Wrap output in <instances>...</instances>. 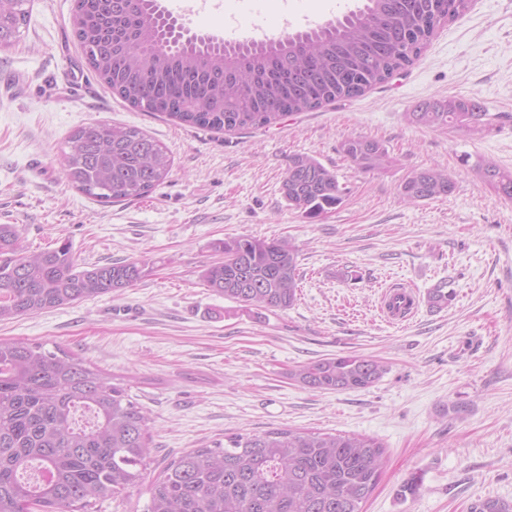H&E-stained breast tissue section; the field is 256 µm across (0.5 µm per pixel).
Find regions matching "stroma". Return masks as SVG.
Here are the masks:
<instances>
[{"instance_id": "stroma-1", "label": "stroma", "mask_w": 512, "mask_h": 512, "mask_svg": "<svg viewBox=\"0 0 512 512\" xmlns=\"http://www.w3.org/2000/svg\"><path fill=\"white\" fill-rule=\"evenodd\" d=\"M192 31L223 37L233 0H161ZM363 0H259L269 38L286 24L335 21ZM27 25L0 52V224L25 253L69 241L85 266L139 260L135 287L0 324V340L63 349L123 378L149 416L148 478L171 459L237 433L301 429L367 435L386 449L363 512H469L512 503V201L484 187L483 158L512 170V122L471 139L410 122L419 102L478 99L512 113V0H472L407 70L363 96L224 133L132 108L86 65L72 36L74 0H31ZM138 128L173 168L147 196L103 206L65 179L62 152L78 127ZM352 137L380 141L395 164L359 170ZM294 153L313 156L346 189L311 221L281 187ZM439 166L446 198L409 202L400 185ZM289 241L299 291L283 310L250 311L206 288L200 274L228 236ZM397 283L421 302L391 323L381 310ZM444 286L443 308L426 296ZM379 359L363 390L300 386L296 366L344 355ZM414 494L402 487L411 475Z\"/></svg>"}]
</instances>
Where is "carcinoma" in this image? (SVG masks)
<instances>
[{"mask_svg":"<svg viewBox=\"0 0 512 512\" xmlns=\"http://www.w3.org/2000/svg\"><path fill=\"white\" fill-rule=\"evenodd\" d=\"M25 0H0V49L26 23ZM469 0H366L334 23L269 41L224 43L188 35L158 0L129 12L120 0H75L73 37L97 77L135 108L227 132L266 126L363 95L405 70L438 28L465 13ZM428 127L480 139L506 112L490 114L469 98L424 101L407 113ZM64 153L65 179L101 205L143 198L172 169L167 151L143 131L95 123L76 129ZM364 172L393 158L368 138L342 142ZM480 182L512 200V171L479 160ZM455 182L438 166L412 172L401 194L413 202L447 197ZM282 192L310 220L344 201L337 175L315 158L288 156ZM203 285L256 309H286L297 300V252L285 240L249 235L215 246ZM147 263L84 268L71 245L28 255L16 225L0 224V322L133 288ZM361 355L298 366L292 378L321 391L360 390L384 374ZM92 416L76 427L73 414ZM149 418L125 384L65 352L0 341V512H83L100 498L139 485L150 466ZM375 439L296 430L234 434L226 444L173 459L150 486L147 512H362L384 462ZM470 512H512L493 498Z\"/></svg>","mask_w":512,"mask_h":512,"instance_id":"cac0c4a2","label":"carcinoma"}]
</instances>
